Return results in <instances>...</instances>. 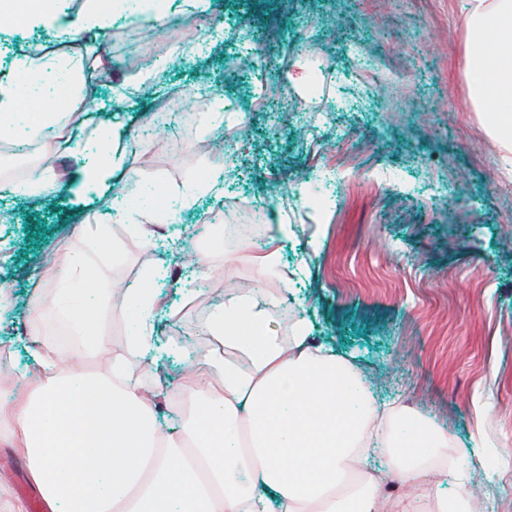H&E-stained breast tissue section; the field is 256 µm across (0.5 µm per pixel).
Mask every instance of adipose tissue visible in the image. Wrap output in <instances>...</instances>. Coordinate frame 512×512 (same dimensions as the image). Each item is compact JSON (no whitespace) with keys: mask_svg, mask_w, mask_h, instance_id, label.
Wrapping results in <instances>:
<instances>
[{"mask_svg":"<svg viewBox=\"0 0 512 512\" xmlns=\"http://www.w3.org/2000/svg\"><path fill=\"white\" fill-rule=\"evenodd\" d=\"M465 80L484 113V127L503 147L512 170V0H467ZM33 27L64 34L107 23L88 0L71 16L38 11ZM90 259L63 260L55 273L67 302L39 300V320L69 321L79 340L72 361L43 347L30 388L0 397V439L24 457L31 480L53 512H416L438 500L441 483L470 499L464 474L449 470L448 437L429 431V448L398 440L391 414L365 393L331 349L311 346V324L299 320L284 343L271 336L264 290H228L212 338L240 350L236 363L213 354L185 385L188 423L169 433L140 384L158 358L152 344L155 303L139 310L135 344L88 375L86 355L100 353L94 332L102 286L89 281ZM219 379L220 390L209 387ZM386 449L388 472L415 487V497L387 504L385 474L338 494L371 451Z\"/></svg>","mask_w":512,"mask_h":512,"instance_id":"1","label":"adipose tissue"}]
</instances>
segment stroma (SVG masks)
<instances>
[{
  "label": "stroma",
  "instance_id": "obj_1",
  "mask_svg": "<svg viewBox=\"0 0 512 512\" xmlns=\"http://www.w3.org/2000/svg\"><path fill=\"white\" fill-rule=\"evenodd\" d=\"M160 3L156 36L141 45L132 40L140 0L108 12L112 50L99 57L85 32L62 40L22 21L0 27V84L14 85L18 60L35 50L76 63L81 85L76 98L43 77L54 122L32 125L22 106L13 136L0 138V170L25 145L41 158L22 178L36 172L55 186L29 198L0 180V284L11 294L0 347L10 366L32 367L46 336L30 311L32 299L54 296L40 272L89 252L84 224L107 225L111 249L93 261L102 284L137 287L165 273L155 339L166 356L142 384L166 383L156 418L179 429L186 362L206 351L205 316L223 307L226 275L247 286L256 278L254 225L266 213L292 229L273 242L282 278L265 285L277 335L306 315L314 344L362 372L400 426L447 433L483 512H512V176L464 80V0H207L189 19L181 0ZM200 41L204 51L190 52ZM259 46L273 59L263 69ZM134 55L161 69L157 87L128 96ZM283 81L294 97L279 110L268 90ZM220 104L223 127H208ZM119 122L112 191L73 197L66 187L80 160L108 154L76 158L68 140ZM134 181L170 203L188 184L203 190L179 223L151 215V247L112 213L113 193L130 194ZM227 224L239 237L209 249L207 267L193 264L198 226ZM107 300L97 329L118 357L131 305L113 292ZM28 478L24 458L0 441V512Z\"/></svg>",
  "mask_w": 512,
  "mask_h": 512
}]
</instances>
